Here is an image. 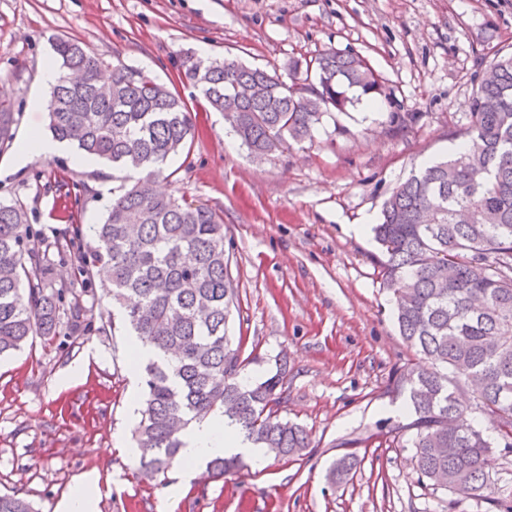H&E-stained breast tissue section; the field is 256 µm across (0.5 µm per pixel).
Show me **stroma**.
<instances>
[{
	"instance_id": "obj_1",
	"label": "stroma",
	"mask_w": 512,
	"mask_h": 512,
	"mask_svg": "<svg viewBox=\"0 0 512 512\" xmlns=\"http://www.w3.org/2000/svg\"><path fill=\"white\" fill-rule=\"evenodd\" d=\"M58 36L143 68L190 106L194 141L162 187L222 217L240 297L231 330L259 357L245 374L266 379L287 359L278 414L312 443L294 462L201 472L179 493L186 462L138 477L127 450L142 372L125 329L99 331L111 304L98 273L83 330L61 323L54 338L30 337L0 358V494L54 512L95 469L98 512H495L425 489L410 449L388 434L411 420L392 399V377L418 356L393 318L372 228L398 183L464 140L484 69L512 54V0H0V99L16 118L0 149V200L21 202L46 239L80 227L87 251L112 203L111 164L77 165L69 144L16 162L33 135L50 134L47 110L32 102L48 98L41 70ZM329 49L366 57L386 98L326 117L311 141L261 159L179 80L189 50L284 75L290 61ZM81 361L86 374L68 380ZM349 452L362 459L353 478L330 482V465Z\"/></svg>"
}]
</instances>
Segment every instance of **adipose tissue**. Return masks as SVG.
Instances as JSON below:
<instances>
[{
	"label": "adipose tissue",
	"mask_w": 512,
	"mask_h": 512,
	"mask_svg": "<svg viewBox=\"0 0 512 512\" xmlns=\"http://www.w3.org/2000/svg\"><path fill=\"white\" fill-rule=\"evenodd\" d=\"M183 442L182 456L195 468L231 453L246 455L259 465L267 458L265 449L242 441L235 426L220 416L189 425Z\"/></svg>",
	"instance_id": "1"
}]
</instances>
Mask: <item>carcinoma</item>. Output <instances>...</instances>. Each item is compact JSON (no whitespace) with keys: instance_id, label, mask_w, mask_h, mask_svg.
I'll list each match as a JSON object with an SVG mask.
<instances>
[{"instance_id":"carcinoma-1","label":"carcinoma","mask_w":512,"mask_h":512,"mask_svg":"<svg viewBox=\"0 0 512 512\" xmlns=\"http://www.w3.org/2000/svg\"><path fill=\"white\" fill-rule=\"evenodd\" d=\"M58 78L49 91V128L78 151L112 163L130 185L112 198L97 246L75 247L79 229L45 249L30 244L35 230L25 207L0 202V356L30 337L56 335L61 316L78 320L92 268L111 272L112 305L136 340L153 351L144 368V399L135 430L140 473H167L183 447L188 422L220 414L278 460L310 448L302 426L280 418L283 368L264 381H240L248 359L229 335L239 304L229 272L223 219L204 204L153 189L167 164L194 136L190 113L168 86L121 60L112 63L72 39H53ZM300 83L237 60L185 54L181 78L224 115L254 153L271 154L312 140L323 117L383 95L370 63L327 50L288 64ZM466 139L453 156L412 173L384 201L373 228L374 256L396 299L400 336L432 360L408 363L392 393L406 397L412 422L391 432L405 437L418 480L432 489L496 504L491 487L495 440L467 418L472 407L494 416L497 438L512 450V55L484 69L470 103ZM15 113L0 105V146L13 138ZM77 276L52 278L55 261ZM358 456L332 463L342 483ZM237 457L209 463L222 476ZM0 512H34L15 494H0Z\"/></svg>"}]
</instances>
